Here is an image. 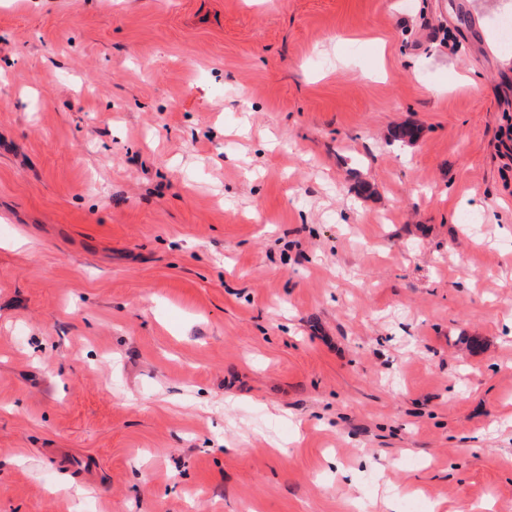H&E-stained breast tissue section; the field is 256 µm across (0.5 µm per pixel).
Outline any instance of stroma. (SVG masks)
<instances>
[{
  "label": "stroma",
  "mask_w": 512,
  "mask_h": 512,
  "mask_svg": "<svg viewBox=\"0 0 512 512\" xmlns=\"http://www.w3.org/2000/svg\"><path fill=\"white\" fill-rule=\"evenodd\" d=\"M505 16L0 0V512H512Z\"/></svg>",
  "instance_id": "1"
}]
</instances>
